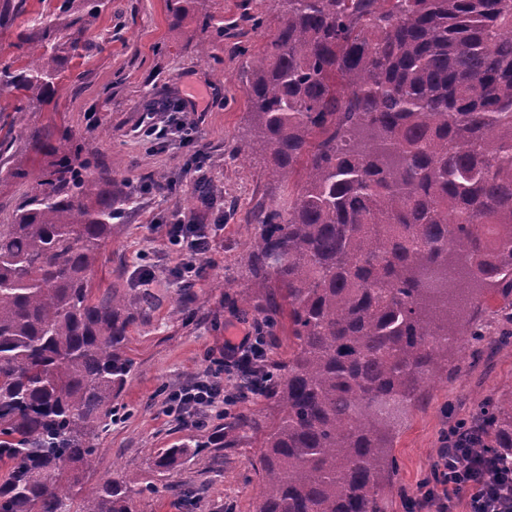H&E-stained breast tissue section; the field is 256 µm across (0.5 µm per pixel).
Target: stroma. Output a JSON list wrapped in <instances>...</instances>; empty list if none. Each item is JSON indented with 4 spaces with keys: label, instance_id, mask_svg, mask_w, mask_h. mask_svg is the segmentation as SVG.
I'll list each match as a JSON object with an SVG mask.
<instances>
[{
    "label": "stroma",
    "instance_id": "stroma-1",
    "mask_svg": "<svg viewBox=\"0 0 512 512\" xmlns=\"http://www.w3.org/2000/svg\"><path fill=\"white\" fill-rule=\"evenodd\" d=\"M210 9L224 14L219 62L197 52L206 34L171 28L166 0H112L111 14L102 15L98 25L111 31V43L101 54L73 62L55 101L25 112L15 128L22 151L30 128L69 126L119 189L137 192L134 215L113 227L91 283L133 299L147 297L150 310L128 333L133 370L119 398L126 414L101 439L87 481L92 487L128 473L156 486V494L136 498V512H256L258 505L256 438L185 458L168 471L152 459L154 449L193 432L164 415L167 394L223 359L229 323L254 324V317H242L234 304L249 286L244 262L257 229L247 218L255 205L282 199L261 156L244 164L232 156L249 129L242 52L262 43L249 17L263 12L276 19L273 0H215ZM189 85L207 90L206 111L184 100ZM173 116L193 123L192 143L183 144L173 133L164 147H148L140 123L151 119L165 126ZM154 171L166 173L175 194L147 187L146 177ZM203 183L211 187L205 201L196 194ZM176 215L219 227L214 250L200 258L201 273L188 286L177 277L180 254L163 242V226ZM222 279L234 281V288H218ZM448 364L455 367L454 376L426 387L421 406L394 439L397 468L383 490L385 512H404L403 491L429 475L439 436L452 418L472 414L483 395L512 387V349L485 352L473 363L458 341L448 347Z\"/></svg>",
    "mask_w": 512,
    "mask_h": 512
}]
</instances>
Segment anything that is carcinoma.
<instances>
[{
  "label": "carcinoma",
  "mask_w": 512,
  "mask_h": 512,
  "mask_svg": "<svg viewBox=\"0 0 512 512\" xmlns=\"http://www.w3.org/2000/svg\"><path fill=\"white\" fill-rule=\"evenodd\" d=\"M208 0H167L172 23L224 36ZM242 79L249 135L282 203L254 208L252 293L239 311L275 325L288 356L240 414L155 452L171 469L261 434L257 512H384L393 434L424 388L448 380V341L471 358L512 346V0H280ZM0 0L19 29L0 61V172L29 178L15 125L50 104L62 72L92 58L112 0ZM48 157L0 224V512H134L153 493L125 474L83 491L120 416L140 306L94 293L89 272L136 199L94 174L74 133L28 132ZM500 327L478 315L483 292ZM473 445L512 457V391L479 402Z\"/></svg>",
  "instance_id": "cac0c4a2"
}]
</instances>
